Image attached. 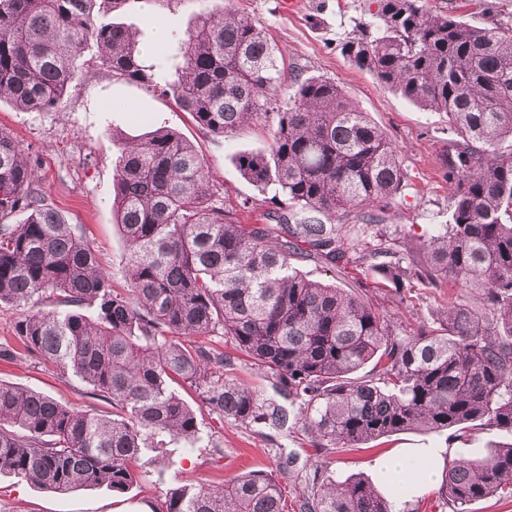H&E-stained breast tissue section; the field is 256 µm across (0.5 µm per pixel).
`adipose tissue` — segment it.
<instances>
[{
    "label": "adipose tissue",
    "instance_id": "adipose-tissue-1",
    "mask_svg": "<svg viewBox=\"0 0 512 512\" xmlns=\"http://www.w3.org/2000/svg\"><path fill=\"white\" fill-rule=\"evenodd\" d=\"M444 451L440 448H401L374 458L377 486L391 493L394 504L425 494L441 476Z\"/></svg>",
    "mask_w": 512,
    "mask_h": 512
}]
</instances>
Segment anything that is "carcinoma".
Returning a JSON list of instances; mask_svg holds the SVG:
<instances>
[{"label": "carcinoma", "mask_w": 512, "mask_h": 512, "mask_svg": "<svg viewBox=\"0 0 512 512\" xmlns=\"http://www.w3.org/2000/svg\"><path fill=\"white\" fill-rule=\"evenodd\" d=\"M119 0H0V101L57 107L78 58L171 98L218 137L263 120L269 149L237 158L243 178L273 189L265 224H243L212 191L192 144L169 129L122 143L114 206L126 243L121 274L97 264L79 228L52 208L37 159L0 129V304L25 308L20 345L112 403V416L0 381V474L57 493L125 494L151 452L199 434L186 385L210 411L246 426L302 424L316 448H357L408 430L512 433V26L489 8L481 25L425 0H375L341 52L384 87L448 115V223L404 253L382 225L407 171L386 132L335 81L293 76L280 93L276 49L230 3L180 38L173 80L147 65L130 30L104 20ZM22 212L20 224L10 220ZM372 241L347 236L345 222ZM357 263L399 294L413 282L453 294L440 327L403 335L363 292L302 275L294 262ZM481 290L482 308L461 301ZM220 334L266 372L288 408L234 378L198 344ZM371 366L369 375L358 372ZM449 512L512 499V443L446 460ZM151 512H393L366 478L326 477L288 503L272 473L176 486Z\"/></svg>", "instance_id": "carcinoma-1"}]
</instances>
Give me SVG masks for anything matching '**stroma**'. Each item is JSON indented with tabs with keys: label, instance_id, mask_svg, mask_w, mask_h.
<instances>
[{
	"label": "stroma",
	"instance_id": "obj_1",
	"mask_svg": "<svg viewBox=\"0 0 512 512\" xmlns=\"http://www.w3.org/2000/svg\"><path fill=\"white\" fill-rule=\"evenodd\" d=\"M370 3L298 0L290 12L282 0H231L238 13L264 27L277 48L284 78L300 70L336 81L392 140L408 181L403 198L385 212L384 222L395 230L397 248L403 252L429 225L448 220V185L441 169L448 150V118L441 112L422 110L382 87L369 72L354 68L341 54L343 39L357 23L369 20ZM221 4L222 0H123L111 18L136 31L141 47L150 52V62L161 63L165 77L170 78L182 62L179 37L196 15ZM159 27L166 34L161 43L155 40ZM161 126L180 133L194 145L226 207L238 209L243 200L260 199L258 189L242 178L235 158L245 151L268 149L271 130L263 123H249L220 138L198 127L170 98L87 66L78 67L55 109L21 111L10 102L0 103V128L9 131L25 153L40 161L47 203L69 223L80 225L100 266L111 273L112 286L119 291L127 287L120 273L125 246L112 208L120 144ZM298 269L314 280L362 290L407 333L423 322L436 325L438 311L448 302V289L420 284L402 295H393L364 266L330 269L303 262ZM206 344L230 356L225 375L255 388L263 397H275L271 380L222 337H209ZM0 380L39 390L70 407L104 415L112 412L111 403L91 395L80 379L60 374L32 354L0 360ZM181 395L196 406L201 438L187 451L173 446V463L165 470H158L151 458H143L137 485L124 495L105 487L61 495L1 475L0 512H147L150 502L168 488L218 484L251 470L275 474L289 500L295 501L325 476H370L376 456L399 448L447 447L452 457L459 458L512 442V434L493 428L473 430L453 441L444 431L410 430L353 451L316 448L302 427L287 431L246 427L212 414L199 405L190 389H183Z\"/></svg>",
	"mask_w": 512,
	"mask_h": 512
}]
</instances>
